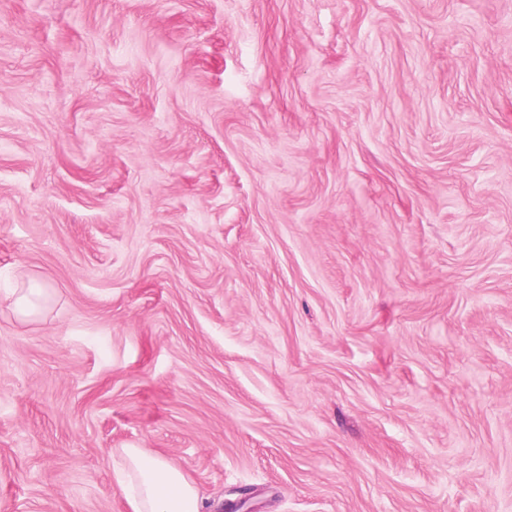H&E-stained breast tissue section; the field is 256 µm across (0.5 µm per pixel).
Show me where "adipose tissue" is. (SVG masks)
Segmentation results:
<instances>
[{"label": "adipose tissue", "instance_id": "obj_1", "mask_svg": "<svg viewBox=\"0 0 512 512\" xmlns=\"http://www.w3.org/2000/svg\"><path fill=\"white\" fill-rule=\"evenodd\" d=\"M114 481L131 512H201L194 481L172 460L143 448H125Z\"/></svg>", "mask_w": 512, "mask_h": 512}]
</instances>
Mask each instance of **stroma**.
<instances>
[{
  "mask_svg": "<svg viewBox=\"0 0 512 512\" xmlns=\"http://www.w3.org/2000/svg\"><path fill=\"white\" fill-rule=\"evenodd\" d=\"M133 447L512 512V0H0V512H131ZM52 288H19L12 300V309L22 321L37 317L47 308Z\"/></svg>",
  "mask_w": 512,
  "mask_h": 512,
  "instance_id": "obj_1",
  "label": "stroma"
}]
</instances>
